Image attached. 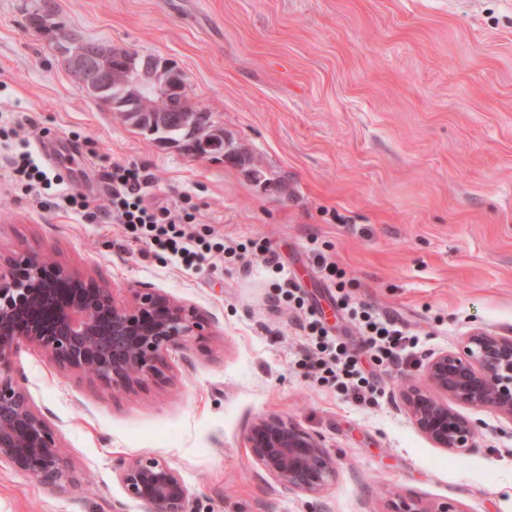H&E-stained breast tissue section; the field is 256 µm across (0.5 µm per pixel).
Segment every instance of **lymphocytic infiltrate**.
I'll return each mask as SVG.
<instances>
[{
	"label": "lymphocytic infiltrate",
	"instance_id": "lymphocytic-infiltrate-1",
	"mask_svg": "<svg viewBox=\"0 0 512 512\" xmlns=\"http://www.w3.org/2000/svg\"><path fill=\"white\" fill-rule=\"evenodd\" d=\"M104 176L110 183V207H102L96 198L82 193L64 195L67 207L89 220L121 225L128 240L149 241L168 252L171 261L187 270L204 267L214 270L229 260L243 261L251 255L261 257L276 276L280 300L288 309L306 312L301 365L321 370L326 381L334 382L353 401L370 404L379 393L374 379L365 376L358 367L360 354H369L380 365H397L408 361L417 348L418 338L411 336L396 319L352 299L346 291V271L323 253H315L314 259L325 278L339 291L345 311L359 330V349H351L347 343L338 341L314 311L306 310L302 289L285 272L267 241L251 240L232 245L220 242L214 229H207L203 234L192 231L190 225L195 216L187 208L172 209L146 202L143 190L150 177L137 165L115 164Z\"/></svg>",
	"mask_w": 512,
	"mask_h": 512
}]
</instances>
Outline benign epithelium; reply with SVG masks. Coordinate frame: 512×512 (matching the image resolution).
Wrapping results in <instances>:
<instances>
[{"label": "benign epithelium", "instance_id": "benign-epithelium-1", "mask_svg": "<svg viewBox=\"0 0 512 512\" xmlns=\"http://www.w3.org/2000/svg\"><path fill=\"white\" fill-rule=\"evenodd\" d=\"M54 31L57 56L93 96L111 100L123 120L147 123L175 91L165 61L147 66L128 51L103 52ZM185 118L186 133L175 144L201 158L216 150L237 154L222 130L200 129L191 112ZM207 326L197 310L159 290L133 288L129 299L119 300L103 283L33 251L0 262V461L50 489L74 482L70 458L15 366L21 348L40 351L63 371L131 393L148 382L168 381V352L203 343ZM422 372L425 384H408L404 401L418 430L437 447L463 453L477 448L480 422L450 401L494 409L512 422V336L476 329L458 349L429 356ZM245 440L284 493L318 494L333 477L334 461L320 440L288 420L258 417ZM117 477L146 512H192L180 473L155 455L121 460Z\"/></svg>", "mask_w": 512, "mask_h": 512}]
</instances>
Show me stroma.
Masks as SVG:
<instances>
[{
  "label": "stroma",
  "mask_w": 512,
  "mask_h": 512,
  "mask_svg": "<svg viewBox=\"0 0 512 512\" xmlns=\"http://www.w3.org/2000/svg\"><path fill=\"white\" fill-rule=\"evenodd\" d=\"M86 41L169 62L190 104L210 112L251 160L196 157L123 122L58 62L27 11ZM0 258L28 249L113 288H155L196 308L205 347L169 351V382L134 395L16 357L36 409L71 459L77 486L55 491L0 462V512H146L119 459L156 454L177 469L193 512H512V421L459 406L481 429L472 465L414 425L404 388L474 329L512 335V0H0ZM70 190L109 199L101 173L134 162L146 199L185 207L194 230L268 239L338 336L360 337L312 255L350 271L358 301L421 341L379 366L375 404L348 399L297 364L303 330L276 307L260 259L186 271L121 225L83 222L23 194L5 157L21 141ZM261 415L320 438L335 475L317 496L281 493L245 443Z\"/></svg>",
  "instance_id": "1"
}]
</instances>
